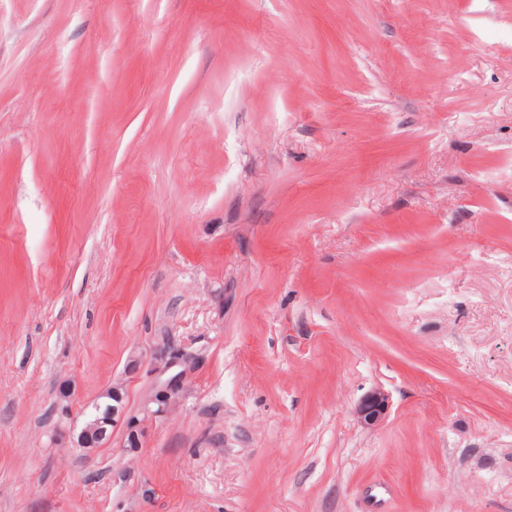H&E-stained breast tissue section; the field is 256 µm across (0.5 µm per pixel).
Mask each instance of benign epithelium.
<instances>
[{
	"label": "benign epithelium",
	"mask_w": 512,
	"mask_h": 512,
	"mask_svg": "<svg viewBox=\"0 0 512 512\" xmlns=\"http://www.w3.org/2000/svg\"><path fill=\"white\" fill-rule=\"evenodd\" d=\"M183 372H177L166 379L156 390L150 399V403L156 405L151 411L153 416H162L173 409L179 398L182 385ZM100 398L112 400V403L104 406L100 403L96 409H105L104 416L86 423L77 437V445L80 448H100L112 441V429L120 422L125 424L124 447L136 448L140 442L142 433L139 429L140 421L126 416L125 393L122 388L114 386L100 394ZM390 397L382 389H374L363 396L355 405L353 413L356 420L365 428L378 426L388 415Z\"/></svg>",
	"instance_id": "obj_1"
}]
</instances>
